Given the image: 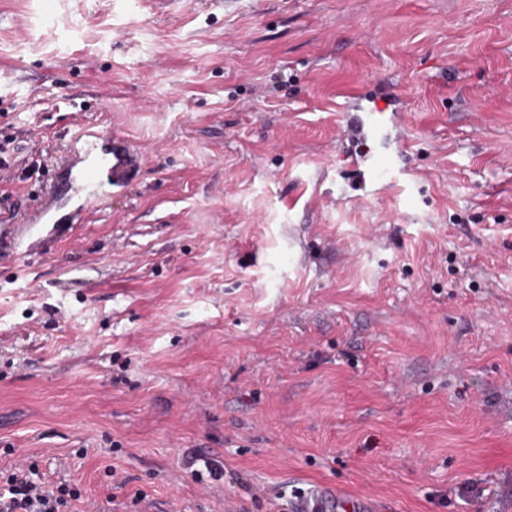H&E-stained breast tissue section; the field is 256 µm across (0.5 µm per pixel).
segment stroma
Returning <instances> with one entry per match:
<instances>
[{"label": "stroma", "instance_id": "stroma-1", "mask_svg": "<svg viewBox=\"0 0 512 512\" xmlns=\"http://www.w3.org/2000/svg\"><path fill=\"white\" fill-rule=\"evenodd\" d=\"M0 0V221L80 125L142 156L0 256V481L65 512H512V0ZM398 98L407 174L345 161ZM224 467L213 481L204 459ZM33 467L32 464L26 469V465L20 464L8 475L3 488L0 483L1 512H64L60 508L68 503L66 496L77 500V493L67 486L34 483L28 476ZM291 512H369L371 505L361 499L351 498L336 492L318 487L295 497L291 503Z\"/></svg>", "mask_w": 512, "mask_h": 512}]
</instances>
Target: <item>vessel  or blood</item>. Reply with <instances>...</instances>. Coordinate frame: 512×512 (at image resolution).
<instances>
[{"label":"vessel or blood","instance_id":"vessel-or-blood-1","mask_svg":"<svg viewBox=\"0 0 512 512\" xmlns=\"http://www.w3.org/2000/svg\"><path fill=\"white\" fill-rule=\"evenodd\" d=\"M394 115L377 106L349 113L345 133L352 140H372L373 150L361 156L371 180L399 171V152L390 143ZM139 164V157L117 137L90 128L82 129L72 139V148L60 167L66 173L63 193L66 206L47 202L24 215L15 224H0V251L35 256L56 224L78 222L83 215L103 206L112 197V189L122 176ZM291 512H368L367 501L351 498L318 487L295 497Z\"/></svg>","mask_w":512,"mask_h":512}]
</instances>
